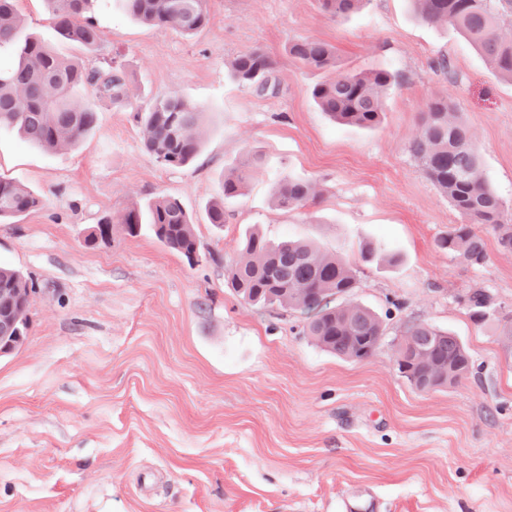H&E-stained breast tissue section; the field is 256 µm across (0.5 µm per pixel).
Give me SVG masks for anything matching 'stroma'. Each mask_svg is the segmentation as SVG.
<instances>
[{
  "label": "stroma",
  "instance_id": "35a3bbf8",
  "mask_svg": "<svg viewBox=\"0 0 512 512\" xmlns=\"http://www.w3.org/2000/svg\"><path fill=\"white\" fill-rule=\"evenodd\" d=\"M17 8L27 32L68 58L122 71L129 98L103 105L59 152L0 133V175L45 200L0 224V263L34 283L27 338L0 356V512H512V359L496 325H474L459 301L483 288L512 310V251L490 231L484 265L438 249L463 218L406 149L426 101L447 99L512 220V83L409 0H364L343 18L320 0H208L191 36L95 0L93 52L60 42L43 0ZM300 38L334 47L341 69L397 74L375 129L317 108L326 75L290 55ZM256 47L275 63L276 93L231 76ZM441 57L453 75L434 68ZM167 93L201 114L200 152L178 168L144 152L136 119ZM251 155L258 172L222 200L225 170ZM287 176L315 185L307 207L275 206ZM160 196L191 216L199 264L147 224L86 246L104 219ZM218 200L220 226L207 217ZM253 231L353 265L352 302L386 326L373 356L336 358L304 336L300 312L235 293L229 270ZM413 323L459 338L468 379L422 392L401 376L395 340Z\"/></svg>",
  "mask_w": 512,
  "mask_h": 512
}]
</instances>
